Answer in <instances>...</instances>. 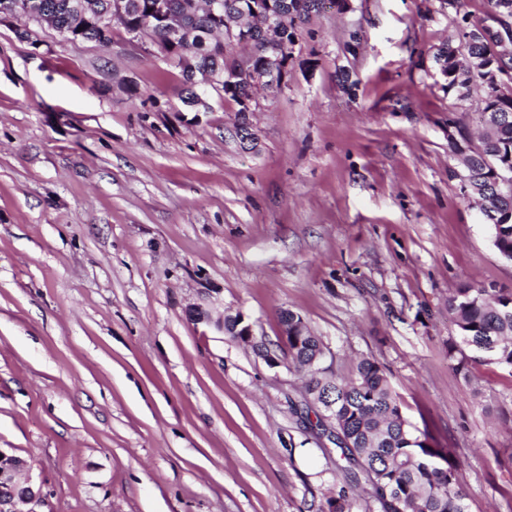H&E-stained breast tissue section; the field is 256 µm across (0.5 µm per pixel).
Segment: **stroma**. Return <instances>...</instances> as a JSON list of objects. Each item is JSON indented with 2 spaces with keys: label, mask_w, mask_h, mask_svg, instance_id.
Segmentation results:
<instances>
[{
  "label": "stroma",
  "mask_w": 512,
  "mask_h": 512,
  "mask_svg": "<svg viewBox=\"0 0 512 512\" xmlns=\"http://www.w3.org/2000/svg\"><path fill=\"white\" fill-rule=\"evenodd\" d=\"M465 23L493 25L488 0L326 9L243 116L212 90L184 105L179 68L122 26L105 47L0 21V448L40 512H319L345 462L285 363V309L327 373L385 369L468 512H512V374L448 354L456 289L512 290L451 147L478 146L483 93L433 58ZM231 319L234 321L235 326L233 333L235 339L241 343L250 345L256 353L263 357L270 365H277L279 362L276 357L272 356L262 344L255 341L254 325L245 320L242 313H238L236 316H232Z\"/></svg>",
  "instance_id": "obj_1"
}]
</instances>
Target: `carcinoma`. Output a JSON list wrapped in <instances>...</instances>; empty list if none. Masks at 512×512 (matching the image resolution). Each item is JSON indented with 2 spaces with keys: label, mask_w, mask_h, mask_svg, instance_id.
Segmentation results:
<instances>
[{
  "label": "carcinoma",
  "mask_w": 512,
  "mask_h": 512,
  "mask_svg": "<svg viewBox=\"0 0 512 512\" xmlns=\"http://www.w3.org/2000/svg\"><path fill=\"white\" fill-rule=\"evenodd\" d=\"M24 11L33 3L47 5L58 29L71 31L82 40L105 45L112 33L89 22L65 5L87 4L106 16L113 0H11ZM126 30L150 29L165 40L166 26L148 11L154 0H125ZM173 13L181 16L183 26L201 36L185 47L190 64L180 69L183 84L192 87L208 74L218 73L235 83L234 101L248 95V75L236 71L229 62L227 48L210 40L215 19L204 12L186 13L182 0H168ZM224 25H232L251 39L252 66L263 69L268 60L288 59L298 27L311 14L320 12L325 0H222ZM278 16L279 33L269 39L258 25L257 13ZM468 39L454 46L447 43L434 55L448 87L467 91L475 82L485 83L494 71L501 72L512 60L497 58L480 34V27L467 28ZM484 136L481 146L463 161L464 177L477 189L474 196L492 215V245L504 258L512 260V219L506 224L494 222V216L512 213V191L497 183L491 166L499 165L501 156L512 152V98L487 103L483 108ZM461 343L470 351L485 355L512 373V291L489 294L485 288L463 284L448 299ZM324 349L315 335L288 337L289 361L306 377L308 392L316 395L323 415L320 424L336 430L333 443L346 461L345 471L351 483L365 475L366 493L380 507V512H468L459 485L458 467L451 448H433L427 439L415 436L401 415L384 369L365 358L356 368L355 377L341 383L319 368ZM352 497L344 490L326 500V512H351Z\"/></svg>",
  "instance_id": "obj_1"
}]
</instances>
